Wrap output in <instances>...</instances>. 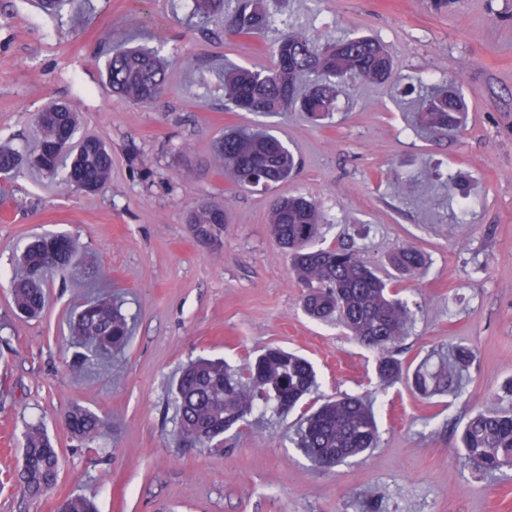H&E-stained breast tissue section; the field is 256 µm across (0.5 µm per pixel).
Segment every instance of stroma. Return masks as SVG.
Returning <instances> with one entry per match:
<instances>
[{"label": "stroma", "instance_id": "1", "mask_svg": "<svg viewBox=\"0 0 512 512\" xmlns=\"http://www.w3.org/2000/svg\"><path fill=\"white\" fill-rule=\"evenodd\" d=\"M277 24L224 37L218 24L188 28L184 0H84L51 16L32 0H0V144L27 151L34 115L75 105L81 130L112 149V180L96 194L68 190L36 170L0 179V512H57L69 494L99 512H512V470L483 474L466 462L462 429L481 406L512 408V0H267ZM315 38L380 39L396 68L382 85H344L332 119L302 113L263 119L224 109L225 62L270 65L281 29ZM144 43L173 62L155 104L113 95L105 47ZM462 90L465 110L447 139L426 137L411 92L417 80ZM267 124L294 152L284 191L312 196L321 243L351 244L397 288L409 313L397 345L403 366L437 367L455 345L472 347L459 394L431 398L409 379L381 386L376 355L337 322L302 308L304 289L270 234V195L240 189L211 166L225 131ZM474 205L456 223L448 175ZM408 177L398 190L397 177ZM222 202L220 238L195 236L187 213ZM68 233L75 270L49 280L40 317L11 299L17 257L37 235ZM409 244L426 258L396 278L391 254ZM122 303L133 332L112 361L72 364L69 314L97 297ZM280 347L309 359L317 405L369 396L377 446L326 470L297 447L303 414L254 413L219 448L176 444L171 387L199 357L244 366ZM80 405L104 420L103 437H71ZM46 427L60 456L55 489L30 501L15 469L26 424Z\"/></svg>", "mask_w": 512, "mask_h": 512}]
</instances>
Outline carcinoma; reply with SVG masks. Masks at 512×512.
Returning a JSON list of instances; mask_svg holds the SVG:
<instances>
[{
    "label": "carcinoma",
    "instance_id": "cac0c4a2",
    "mask_svg": "<svg viewBox=\"0 0 512 512\" xmlns=\"http://www.w3.org/2000/svg\"><path fill=\"white\" fill-rule=\"evenodd\" d=\"M194 25L218 20L228 37L254 35L272 26L266 0H192ZM273 64L224 68L227 110L276 116L294 110L319 121L336 111V83L351 80L380 83L395 63L384 44L364 36L341 37L319 44L304 31L290 28L270 49ZM105 71L112 93L133 103L156 102L166 93L168 64L159 51L113 45L106 52ZM421 121L435 137L446 136L464 110L457 90L421 85ZM38 140L27 156L0 145V174L9 176L33 164L50 178L85 193L105 189L112 179V150L100 138L78 135V112L67 102L55 103L35 115ZM213 165L243 189L272 188L288 182L296 161L292 151L269 128L254 133L224 135L213 154ZM192 227L203 225V236L218 238L227 223L224 204L202 201L188 214ZM270 231L288 254L290 271L307 288L303 308L318 321L338 319L362 346L377 354V375L383 385L399 381L402 362L396 345L404 335L407 310L398 291L389 287L351 246L317 247L320 213L316 201L304 194H282L270 208ZM79 241L51 233L27 243L21 254L24 276L13 282L11 296L20 312L36 316L45 305V286L76 265ZM391 263L402 276L422 269L424 255L403 245ZM76 357L86 363L112 357L129 339L130 325L107 299L86 305L71 321ZM472 349L451 351L448 366L437 374L413 373L414 388L424 396L457 391L461 368L473 358ZM317 385L311 363L294 353L270 348L236 372L222 360L198 359L179 374L173 390L177 423L175 439L205 447L223 440L224 433L246 421L255 402L286 413L302 404ZM65 425L81 441L102 435L103 420L75 406ZM373 409L360 396L339 395L307 411L298 446L316 466L333 468L376 447ZM466 460L489 474L512 469V410L487 406L469 418L461 434ZM18 480L22 492L39 501L57 486L59 453L38 424L25 427ZM64 512H96L80 494L64 499Z\"/></svg>",
    "mask_w": 512,
    "mask_h": 512
}]
</instances>
